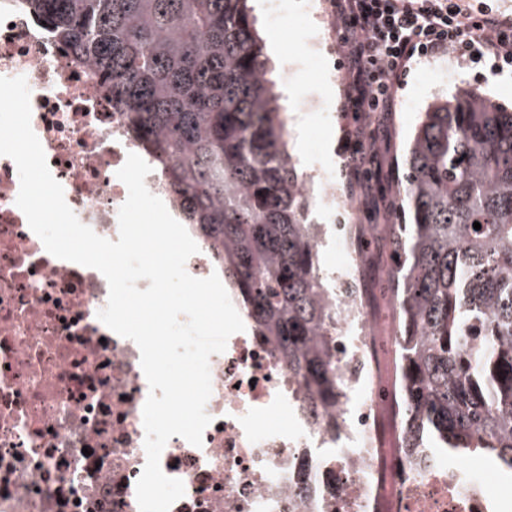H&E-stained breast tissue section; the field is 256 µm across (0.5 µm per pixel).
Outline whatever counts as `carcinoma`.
<instances>
[{
	"label": "carcinoma",
	"instance_id": "1",
	"mask_svg": "<svg viewBox=\"0 0 512 512\" xmlns=\"http://www.w3.org/2000/svg\"><path fill=\"white\" fill-rule=\"evenodd\" d=\"M68 52L103 75L112 105L180 194L256 329L310 393L340 389L309 199L248 0H23ZM401 191L412 222L393 241L403 274L407 448L486 454L512 473V111L462 92L423 113ZM481 228L476 230L473 223ZM478 321L485 339L466 342Z\"/></svg>",
	"mask_w": 512,
	"mask_h": 512
}]
</instances>
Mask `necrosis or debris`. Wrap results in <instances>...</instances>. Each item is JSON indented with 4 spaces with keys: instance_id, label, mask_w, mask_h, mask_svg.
I'll use <instances>...</instances> for the list:
<instances>
[{
    "instance_id": "4bbe7bcc",
    "label": "necrosis or debris",
    "mask_w": 512,
    "mask_h": 512,
    "mask_svg": "<svg viewBox=\"0 0 512 512\" xmlns=\"http://www.w3.org/2000/svg\"><path fill=\"white\" fill-rule=\"evenodd\" d=\"M335 48L327 16L304 57L326 85L336 73L321 52ZM0 76L26 78L31 126L68 206L117 240L128 190L116 173L144 151L125 113L21 0H0ZM309 155L302 188L329 218L312 245L340 259L318 274L342 393L309 422L305 389L273 338L246 325L210 357L202 445L175 436L161 454L164 473L185 487L170 512H512L488 475L431 449L387 446L384 416L399 412L400 390L379 356L368 227L340 193L329 142ZM19 190L14 161L0 156V512H140L149 393L140 350L97 317L109 294L103 274L48 253Z\"/></svg>"
}]
</instances>
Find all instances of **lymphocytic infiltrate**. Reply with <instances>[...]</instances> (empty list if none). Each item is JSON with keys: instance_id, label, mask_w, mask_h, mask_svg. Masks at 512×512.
Returning a JSON list of instances; mask_svg holds the SVG:
<instances>
[{"instance_id": "f902f5d3", "label": "lymphocytic infiltrate", "mask_w": 512, "mask_h": 512, "mask_svg": "<svg viewBox=\"0 0 512 512\" xmlns=\"http://www.w3.org/2000/svg\"><path fill=\"white\" fill-rule=\"evenodd\" d=\"M330 9L344 49V109L360 120L349 134L350 171L369 172L380 120L414 63L447 56L512 70V14L468 0H330Z\"/></svg>"}]
</instances>
